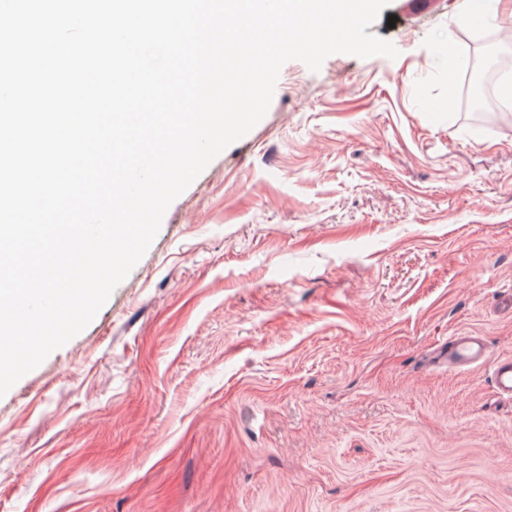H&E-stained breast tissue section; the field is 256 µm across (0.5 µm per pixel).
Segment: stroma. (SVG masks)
I'll return each instance as SVG.
<instances>
[{"instance_id": "35a3bbf8", "label": "stroma", "mask_w": 512, "mask_h": 512, "mask_svg": "<svg viewBox=\"0 0 512 512\" xmlns=\"http://www.w3.org/2000/svg\"><path fill=\"white\" fill-rule=\"evenodd\" d=\"M391 0L396 59L286 62L92 322L0 397V512H512L498 27ZM459 331L485 360L449 368ZM492 378L498 394L512 399V358L499 359L492 367Z\"/></svg>"}]
</instances>
